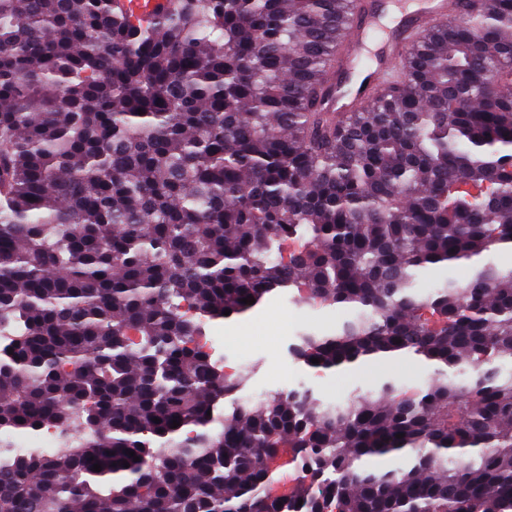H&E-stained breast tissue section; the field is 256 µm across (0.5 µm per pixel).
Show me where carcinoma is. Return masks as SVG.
<instances>
[{
    "mask_svg": "<svg viewBox=\"0 0 512 512\" xmlns=\"http://www.w3.org/2000/svg\"><path fill=\"white\" fill-rule=\"evenodd\" d=\"M359 5L0 0V437L58 432L0 443V512H512V376L455 378L512 359V268L418 288L512 243V0L428 26L338 116ZM290 288L352 312L297 361L435 372L235 398L204 324Z\"/></svg>",
    "mask_w": 512,
    "mask_h": 512,
    "instance_id": "1",
    "label": "carcinoma"
}]
</instances>
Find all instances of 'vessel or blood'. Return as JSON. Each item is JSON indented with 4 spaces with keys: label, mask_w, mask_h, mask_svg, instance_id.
<instances>
[{
    "label": "vessel or blood",
    "mask_w": 512,
    "mask_h": 512,
    "mask_svg": "<svg viewBox=\"0 0 512 512\" xmlns=\"http://www.w3.org/2000/svg\"><path fill=\"white\" fill-rule=\"evenodd\" d=\"M465 7L466 0H424L423 9L399 20L388 39L384 55L375 66L363 72L362 78L367 81L368 87L362 93L350 90L346 85V79L356 69L360 49L373 27L372 13H365L358 18L336 58V88L327 101L329 110L336 113L360 110L376 92L389 83L400 64L404 49L430 21L444 20L451 14H463Z\"/></svg>",
    "instance_id": "vessel-or-blood-1"
}]
</instances>
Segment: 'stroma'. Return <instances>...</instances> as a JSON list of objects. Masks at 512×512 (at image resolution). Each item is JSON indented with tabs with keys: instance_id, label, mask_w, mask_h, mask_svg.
Wrapping results in <instances>:
<instances>
[{
	"instance_id": "35a3bbf8",
	"label": "stroma",
	"mask_w": 512,
	"mask_h": 512,
	"mask_svg": "<svg viewBox=\"0 0 512 512\" xmlns=\"http://www.w3.org/2000/svg\"><path fill=\"white\" fill-rule=\"evenodd\" d=\"M266 318L253 319L241 333L225 330L223 322L205 326V338L215 357L221 358L228 371L251 368L252 373L240 392L244 398H258L292 388L312 389L324 404L344 402L352 392H374L382 378L394 379L401 388L413 389L430 375L431 370L414 358H405L385 368H371L343 377L327 375L296 361L291 354L298 334L307 329L333 331L348 318L345 309L311 308L297 301L292 291L267 298Z\"/></svg>"
}]
</instances>
